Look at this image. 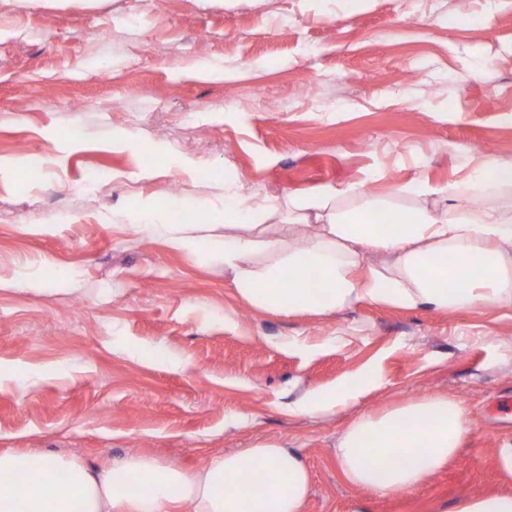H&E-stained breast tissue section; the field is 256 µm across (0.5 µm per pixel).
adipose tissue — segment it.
<instances>
[{
  "instance_id": "1",
  "label": "adipose tissue",
  "mask_w": 512,
  "mask_h": 512,
  "mask_svg": "<svg viewBox=\"0 0 512 512\" xmlns=\"http://www.w3.org/2000/svg\"><path fill=\"white\" fill-rule=\"evenodd\" d=\"M473 180L496 192L489 205L466 204L457 186L445 189L443 211L391 212L377 223V205L339 213L320 191L308 204L316 231L309 244L278 255L262 271L250 269L258 240L225 237L224 264L238 293L251 305L290 313L324 312L358 300L415 308L512 307V163L488 159ZM389 256L364 264L363 250ZM463 402L430 395L379 415L358 417L338 437L336 459L353 487L376 496L414 488L458 453L470 431ZM32 458L0 452V512H303L310 472L295 449L258 443L211 459L192 472L133 453L97 469L62 457H44L39 477L22 481ZM65 483H58V474ZM273 481L254 492L252 479Z\"/></svg>"
}]
</instances>
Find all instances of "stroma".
I'll use <instances>...</instances> for the list:
<instances>
[{
    "label": "stroma",
    "instance_id": "35a3bbf8",
    "mask_svg": "<svg viewBox=\"0 0 512 512\" xmlns=\"http://www.w3.org/2000/svg\"><path fill=\"white\" fill-rule=\"evenodd\" d=\"M482 142L512 162V0H0V451L193 471L283 443L310 471L304 512L512 495V309L262 310L222 256L236 193L295 248L292 203L319 190L489 204L469 184ZM139 203L197 241L143 231ZM436 394L470 412L448 466L386 497L343 479L350 423Z\"/></svg>",
    "mask_w": 512,
    "mask_h": 512
}]
</instances>
